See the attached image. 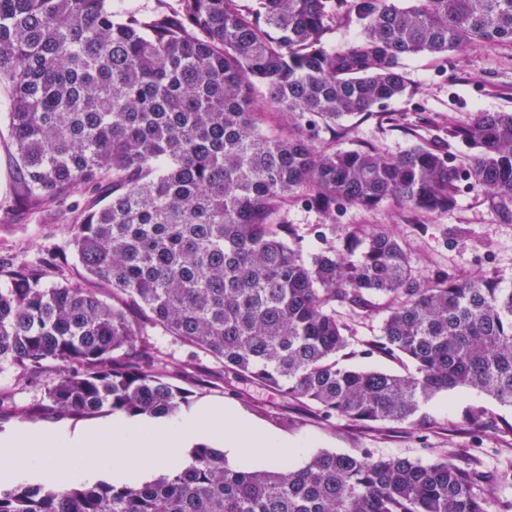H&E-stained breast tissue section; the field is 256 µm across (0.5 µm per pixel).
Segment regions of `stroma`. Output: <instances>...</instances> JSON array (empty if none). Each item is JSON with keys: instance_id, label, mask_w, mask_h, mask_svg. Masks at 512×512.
<instances>
[{"instance_id": "35a3bbf8", "label": "stroma", "mask_w": 512, "mask_h": 512, "mask_svg": "<svg viewBox=\"0 0 512 512\" xmlns=\"http://www.w3.org/2000/svg\"><path fill=\"white\" fill-rule=\"evenodd\" d=\"M409 85L404 97L389 101L382 113L398 120L390 125L381 115H357L336 128V147L371 146L396 156L419 142L438 145L450 165H459L469 148L448 136L449 120L471 121L480 112H512V45L470 47L447 58L417 56L404 60ZM14 148L9 127L0 117V256L34 257L67 247L74 220L71 204L87 200L85 191L72 194L52 213L21 205L13 191ZM301 238L305 252L343 249L353 225L389 231L411 253L419 274L459 276L491 274L499 287L512 289V210L491 206L473 188L459 185L454 207L428 217L385 201L370 210L344 207L327 217L302 203L289 205L285 215ZM157 356L173 373L172 382L192 390L189 409L224 405L245 413L252 422L288 443L287 454L304 464L321 451L397 455L421 463L448 458L490 477L481 486L491 512H512V436L488 428L468 429L462 423L466 406L488 409L494 419L512 422V408L466 389L443 392L422 406L433 422L418 431L405 424L353 422L325 416L303 403L241 378L222 363L163 334L153 338ZM103 411L89 417L57 416L45 408L36 377L0 368V433L19 427L76 429L110 420Z\"/></svg>"}]
</instances>
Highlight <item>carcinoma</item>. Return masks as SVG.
<instances>
[{
    "label": "carcinoma",
    "instance_id": "carcinoma-1",
    "mask_svg": "<svg viewBox=\"0 0 512 512\" xmlns=\"http://www.w3.org/2000/svg\"><path fill=\"white\" fill-rule=\"evenodd\" d=\"M359 34L326 47L338 25ZM512 44V0H0V84L21 203L51 208L82 187L70 225L83 282L47 285L66 256L0 257V364L38 374L47 410L175 415L151 342L159 329L224 368L327 415L432 425L420 413L464 388L512 406V290L489 275L421 277L388 231L357 224L347 249L304 255L285 222L302 202L325 215L383 201L422 214L456 202L458 168L436 145L388 157L338 151L336 123L406 94L403 60ZM277 113L285 122L266 125ZM473 154L472 187L512 204V112L448 122ZM112 290V302L99 287ZM362 354L405 357L406 375L345 363L336 308L375 312ZM464 423L484 429L482 406ZM481 477L440 459L321 452L232 468L201 443L155 480L11 484L0 512H490Z\"/></svg>",
    "mask_w": 512,
    "mask_h": 512
}]
</instances>
